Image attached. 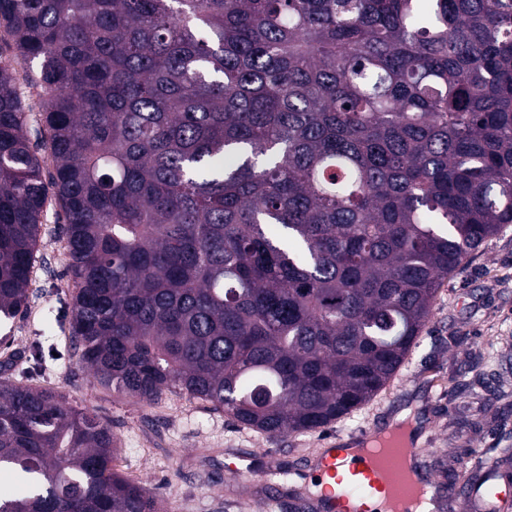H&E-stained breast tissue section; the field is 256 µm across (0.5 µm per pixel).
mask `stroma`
I'll list each match as a JSON object with an SVG mask.
<instances>
[{"mask_svg":"<svg viewBox=\"0 0 512 512\" xmlns=\"http://www.w3.org/2000/svg\"><path fill=\"white\" fill-rule=\"evenodd\" d=\"M50 204L40 229L29 302L0 325V378L47 389L107 423L116 441L113 468L159 497L167 512H313L304 473L338 437H356L409 411L416 443L444 465L428 481L444 500L446 470L470 476L466 455L512 448V373L498 394L500 363L512 362V224L488 239L471 262L442 285L408 364L386 390L351 417L311 433L270 437L237 425L210 404L169 394L141 405L98 385L68 342L73 284ZM476 365L486 387L478 398L452 391L451 380ZM259 474L247 483L229 464Z\"/></svg>","mask_w":512,"mask_h":512,"instance_id":"1","label":"stroma"}]
</instances>
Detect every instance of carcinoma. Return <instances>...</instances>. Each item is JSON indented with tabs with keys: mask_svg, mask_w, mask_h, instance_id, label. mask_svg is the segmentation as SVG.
<instances>
[{
	"mask_svg": "<svg viewBox=\"0 0 512 512\" xmlns=\"http://www.w3.org/2000/svg\"><path fill=\"white\" fill-rule=\"evenodd\" d=\"M0 26L37 64L53 162L0 63V320L54 197L79 363L137 403L270 436L347 418L512 224V0H0ZM114 447L0 380V469L27 485L0 512H164Z\"/></svg>",
	"mask_w": 512,
	"mask_h": 512,
	"instance_id": "carcinoma-1",
	"label": "carcinoma"
}]
</instances>
